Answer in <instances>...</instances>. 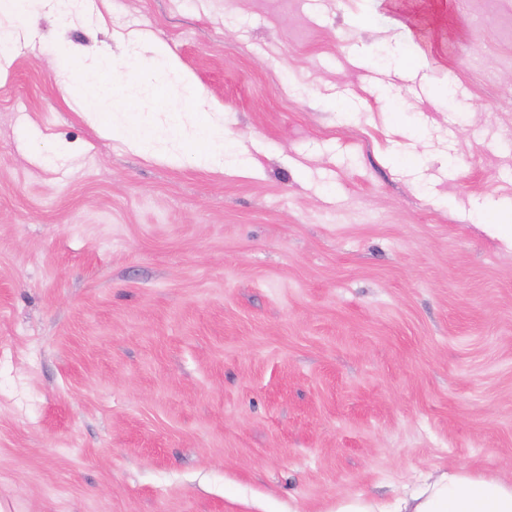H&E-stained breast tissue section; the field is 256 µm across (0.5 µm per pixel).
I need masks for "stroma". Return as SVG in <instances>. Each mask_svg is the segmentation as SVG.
Instances as JSON below:
<instances>
[{
	"instance_id": "stroma-1",
	"label": "stroma",
	"mask_w": 512,
	"mask_h": 512,
	"mask_svg": "<svg viewBox=\"0 0 512 512\" xmlns=\"http://www.w3.org/2000/svg\"><path fill=\"white\" fill-rule=\"evenodd\" d=\"M0 78V512H332L512 477V0H35ZM149 32L224 168L99 136ZM114 62L91 126L68 90ZM52 150L43 166L33 155Z\"/></svg>"
}]
</instances>
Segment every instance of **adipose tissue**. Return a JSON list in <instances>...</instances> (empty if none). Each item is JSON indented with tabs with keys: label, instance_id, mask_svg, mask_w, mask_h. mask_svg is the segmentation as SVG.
<instances>
[{
	"label": "adipose tissue",
	"instance_id": "adipose-tissue-1",
	"mask_svg": "<svg viewBox=\"0 0 512 512\" xmlns=\"http://www.w3.org/2000/svg\"><path fill=\"white\" fill-rule=\"evenodd\" d=\"M89 69L90 74L77 91L76 99L83 117L91 120L112 101L113 87L107 77L112 60L106 55L97 56ZM105 134L151 155L161 154L169 143L186 134L203 146L198 156L200 165L219 168L224 165L223 137L208 124L185 129L182 114L176 110L169 111L165 124L128 117L107 126ZM334 512H512V479L464 467L437 469L428 473L414 490L397 494L390 506L358 494L337 500Z\"/></svg>",
	"mask_w": 512,
	"mask_h": 512
}]
</instances>
